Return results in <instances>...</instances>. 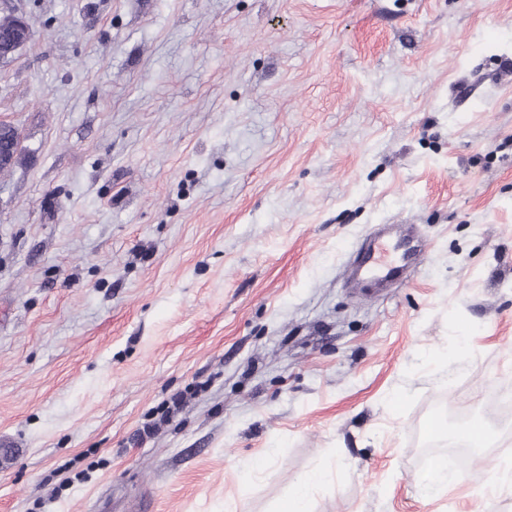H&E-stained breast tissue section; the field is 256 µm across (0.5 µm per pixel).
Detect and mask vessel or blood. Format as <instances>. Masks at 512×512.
Instances as JSON below:
<instances>
[{
	"mask_svg": "<svg viewBox=\"0 0 512 512\" xmlns=\"http://www.w3.org/2000/svg\"><path fill=\"white\" fill-rule=\"evenodd\" d=\"M423 252L416 225L406 224L392 233L368 234L354 251V264L360 276L384 288L407 276Z\"/></svg>",
	"mask_w": 512,
	"mask_h": 512,
	"instance_id": "vessel-or-blood-1",
	"label": "vessel or blood"
}]
</instances>
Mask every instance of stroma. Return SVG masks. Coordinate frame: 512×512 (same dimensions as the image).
I'll return each mask as SVG.
<instances>
[{"mask_svg":"<svg viewBox=\"0 0 512 512\" xmlns=\"http://www.w3.org/2000/svg\"><path fill=\"white\" fill-rule=\"evenodd\" d=\"M13 9L0 512H512V0ZM378 224L427 251L351 293ZM439 412L491 437L425 499ZM12 25L7 31L0 30V61L11 59L28 42L31 36L29 20L23 14L12 12ZM323 479V474L317 471L309 472L299 477L289 490L275 512H309V499L312 488Z\"/></svg>","mask_w":512,"mask_h":512,"instance_id":"stroma-1","label":"stroma"}]
</instances>
